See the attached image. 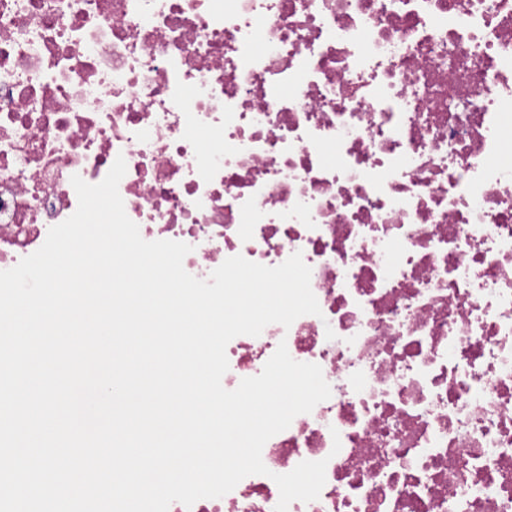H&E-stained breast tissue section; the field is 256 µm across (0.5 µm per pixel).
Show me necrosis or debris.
Masks as SVG:
<instances>
[{
  "label": "necrosis or debris",
  "mask_w": 512,
  "mask_h": 512,
  "mask_svg": "<svg viewBox=\"0 0 512 512\" xmlns=\"http://www.w3.org/2000/svg\"><path fill=\"white\" fill-rule=\"evenodd\" d=\"M119 193L144 240L301 253L320 315L226 348L225 389L279 343L331 396L268 475L169 512H512V0H0V270Z\"/></svg>",
  "instance_id": "obj_1"
}]
</instances>
